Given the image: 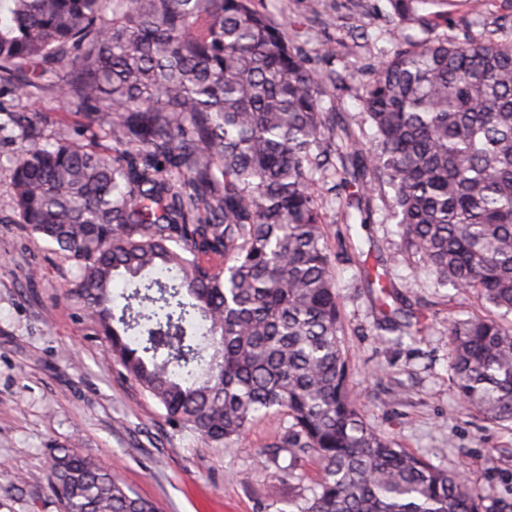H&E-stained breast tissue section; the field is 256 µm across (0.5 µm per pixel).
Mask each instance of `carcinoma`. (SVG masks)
Instances as JSON below:
<instances>
[{
    "label": "carcinoma",
    "instance_id": "carcinoma-1",
    "mask_svg": "<svg viewBox=\"0 0 512 512\" xmlns=\"http://www.w3.org/2000/svg\"><path fill=\"white\" fill-rule=\"evenodd\" d=\"M388 2L400 27L428 33L456 0ZM463 2L461 35L401 46L371 68L368 149L322 104L323 84L338 90L349 75L308 68L254 0H12L0 21V80L59 89L122 145L23 148L20 223L77 262L68 296L170 420L222 445L263 410L288 413L274 447L321 470L299 512H481L462 473L363 418L312 191L321 179L349 191L362 225L369 192L388 185L405 245L497 310L448 323L449 369L485 419L512 422V39L505 27L474 36L487 0ZM145 269L157 277L115 314L112 282ZM51 471L63 512H157L69 448Z\"/></svg>",
    "mask_w": 512,
    "mask_h": 512
}]
</instances>
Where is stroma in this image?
<instances>
[{
  "mask_svg": "<svg viewBox=\"0 0 512 512\" xmlns=\"http://www.w3.org/2000/svg\"><path fill=\"white\" fill-rule=\"evenodd\" d=\"M320 0H254L280 22L290 45L312 70L351 74L326 107L355 133L364 73L384 53L423 39L399 28L388 0L353 10L336 0L315 20ZM369 38L345 51L352 29ZM45 117L32 137L48 146L68 140L108 153L111 133L87 129L82 108L58 89L0 81V512H62L51 487V454L69 448L95 460L159 512H297L312 498L319 471L293 462L279 442L292 426L283 411L257 417L244 436L216 446L169 421L162 406L110 358L104 336L82 305L66 296L79 273L75 260L34 237L19 222L10 194L13 161L22 145L13 117ZM326 218L325 238L341 297L351 388L372 428L435 467L463 472L482 499L481 512L512 510V425L485 422L464 404L449 370L448 323L491 307L477 293L440 281L404 248L384 204L392 191L372 193L373 222L346 224L328 184L314 186ZM387 271L403 308L423 312L405 335L381 330L379 293L369 286Z\"/></svg>",
  "mask_w": 512,
  "mask_h": 512,
  "instance_id": "stroma-1",
  "label": "stroma"
}]
</instances>
